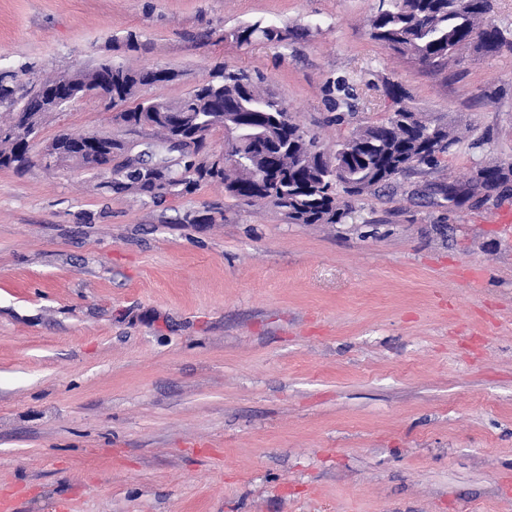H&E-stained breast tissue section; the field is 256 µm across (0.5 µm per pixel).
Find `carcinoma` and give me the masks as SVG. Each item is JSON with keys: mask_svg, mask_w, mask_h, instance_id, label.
Instances as JSON below:
<instances>
[{"mask_svg": "<svg viewBox=\"0 0 512 512\" xmlns=\"http://www.w3.org/2000/svg\"><path fill=\"white\" fill-rule=\"evenodd\" d=\"M491 10V0H382L368 20L369 35L384 48L423 65L445 67L456 62L457 51L466 46L485 53L512 50V31L485 22ZM289 36L288 28L259 21L224 33V39L238 45L257 39L281 43ZM173 79L171 71L133 70L101 62L90 70L62 74L28 88L17 72L0 69V107L7 109L0 118V169H19L29 163L16 112L21 106L31 114L42 111L44 89L65 83L79 91L94 83L116 105L136 98L143 86ZM389 95L397 108L386 120L356 130L338 143V153L327 156L317 137L293 122L281 101L258 88L246 74L221 71L180 100L157 103L165 112H192L206 120L220 111L262 126L265 139L234 148L246 156V164L218 166L202 143L198 156L179 171L169 165L115 168L106 187L155 198L179 195L202 182H219L242 204L272 206L293 224H340L354 212L355 200L419 165L437 167L455 142L446 126L418 119L404 105L405 95L395 91ZM150 103L142 98L122 111L124 126L140 127L139 114ZM89 139L88 133H61L54 142L69 155L70 163L111 165L108 154L94 151Z\"/></svg>", "mask_w": 512, "mask_h": 512, "instance_id": "cac0c4a2", "label": "carcinoma"}]
</instances>
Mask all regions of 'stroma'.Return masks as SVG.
Listing matches in <instances>:
<instances>
[{
  "label": "stroma",
  "mask_w": 512,
  "mask_h": 512,
  "mask_svg": "<svg viewBox=\"0 0 512 512\" xmlns=\"http://www.w3.org/2000/svg\"><path fill=\"white\" fill-rule=\"evenodd\" d=\"M378 0H0V69L105 59L245 71L334 149L411 110L460 137L439 167L292 224L218 184L159 200L46 165L60 133H119L89 96L0 170V493L15 512H512V51L432 68L372 41ZM256 21L288 42L240 46ZM135 33L138 49L125 37ZM290 35V31L286 27L272 23L264 24L257 21L226 31L224 39L231 40L238 45H248L257 39L270 43H281L287 41Z\"/></svg>",
  "instance_id": "1"
}]
</instances>
